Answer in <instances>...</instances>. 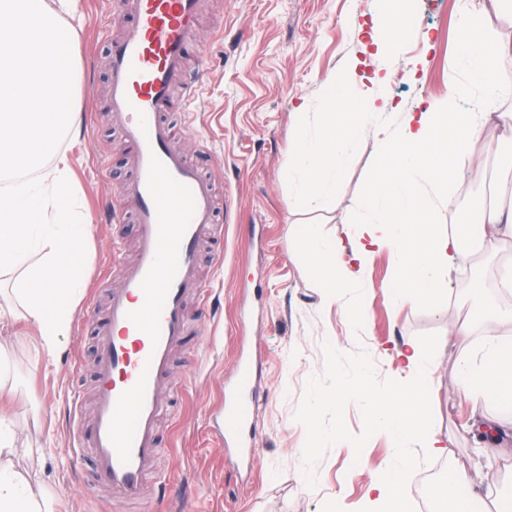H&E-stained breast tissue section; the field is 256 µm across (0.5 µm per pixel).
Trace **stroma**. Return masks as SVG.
<instances>
[{
	"mask_svg": "<svg viewBox=\"0 0 512 512\" xmlns=\"http://www.w3.org/2000/svg\"><path fill=\"white\" fill-rule=\"evenodd\" d=\"M408 2L412 24L377 57L381 0H200L199 25L185 45V77L197 91L175 101L164 119L176 132L174 149L210 182L222 232L199 252L206 293L189 298V341L174 348L161 379L172 415L161 428L164 453L143 490L148 512H367L371 482L398 460L412 512H422L442 467L496 473L501 498L512 497V410L474 401L459 383L462 361L480 354L488 335L512 339L485 314L491 305L512 306V295L497 286L499 270L512 262V239L465 253L449 268L441 280L445 307L398 308L389 250L374 254L362 285L328 307L296 237L302 224L317 225L328 238L354 232L375 165L369 132L333 203L292 208L293 112L300 105L312 115L322 111L324 79L354 59L363 60L366 75L386 74L381 92L393 108L378 122L390 128L470 80L467 66H449L448 58L461 7L480 0ZM115 9V0H81L72 21L79 31L73 107L81 125L59 149L91 232L69 333L50 355L26 321L0 325V413L16 437L11 469L55 512H141L96 484L91 456L77 464L70 451L74 416L90 418L96 390L100 325L87 321L85 309L105 305L120 286L113 262L131 260L137 240L136 223L118 202L134 176L133 154L107 117L112 42L123 27ZM494 167L489 153L461 170L451 185L454 209L437 221L461 219ZM355 302L365 306V321L351 320L347 309ZM457 321L471 325L463 346L448 333ZM405 337L433 352L430 429L447 453L426 452L419 440L394 444L372 428L363 398L347 393L364 377L375 395L386 396L396 384L389 355ZM242 359L254 374L257 452L250 459L224 437V397ZM331 391L335 405L322 407Z\"/></svg>",
	"mask_w": 512,
	"mask_h": 512,
	"instance_id": "stroma-1",
	"label": "stroma"
}]
</instances>
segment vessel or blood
<instances>
[{
    "mask_svg": "<svg viewBox=\"0 0 512 512\" xmlns=\"http://www.w3.org/2000/svg\"><path fill=\"white\" fill-rule=\"evenodd\" d=\"M118 8L135 22L112 44L109 113L135 157L136 178L121 198L137 217V254L121 266V286L106 306L86 310L101 323L96 410L73 431L71 451L78 459L92 452L105 484L134 502L159 454L160 380L186 334L185 299L202 290L196 252L213 229L214 198L171 149V129L160 118L174 84L184 97L195 93L180 76L184 43L199 23L197 0H119ZM252 415L245 400L225 403V436L241 437Z\"/></svg>",
    "mask_w": 512,
    "mask_h": 512,
    "instance_id": "obj_1",
    "label": "vessel or blood"
}]
</instances>
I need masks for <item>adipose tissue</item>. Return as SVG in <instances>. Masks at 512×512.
I'll return each instance as SVG.
<instances>
[{"instance_id":"obj_1","label":"adipose tissue","mask_w":512,"mask_h":512,"mask_svg":"<svg viewBox=\"0 0 512 512\" xmlns=\"http://www.w3.org/2000/svg\"><path fill=\"white\" fill-rule=\"evenodd\" d=\"M458 30L456 58L467 63L471 81L450 87L447 97L429 101L400 126L376 134L378 166L360 203L367 221L343 239L322 237L313 224L303 225L299 233L300 245L313 255L327 303H334L342 288L361 283L371 255L383 249L397 258L395 305L442 300L437 283L460 256L463 233L461 225L434 222L435 204L425 188L447 190L457 168L482 159L483 126L460 110L458 102L478 88L486 96L497 95L498 87L489 78L501 57L512 54V42L494 40L482 15L470 9H462ZM321 94L325 108L315 130H308L306 113L298 115L295 170L301 183L292 204L299 209L335 200L337 182L366 129L388 104L374 88L362 86L354 62L340 76L323 81ZM495 150L507 177L479 212V229L473 234L479 243L490 237L512 239V137L497 141ZM430 358L412 339H403L392 357L399 388L390 401L371 398L367 412L391 436L424 438L426 448L439 453L443 447L426 417L433 382L424 366ZM460 382L475 397L511 401L512 343L489 337L480 361L462 366ZM13 448L12 433L0 423V512H53L5 463ZM402 472L392 465L371 485L374 512H408Z\"/></svg>"}]
</instances>
